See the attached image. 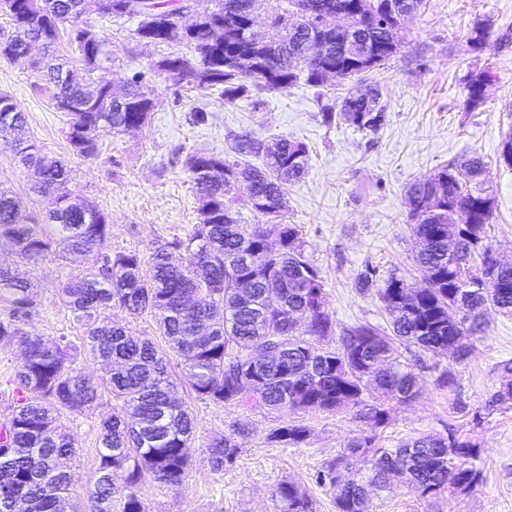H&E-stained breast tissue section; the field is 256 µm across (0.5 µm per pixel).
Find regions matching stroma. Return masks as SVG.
Instances as JSON below:
<instances>
[{
    "mask_svg": "<svg viewBox=\"0 0 512 512\" xmlns=\"http://www.w3.org/2000/svg\"><path fill=\"white\" fill-rule=\"evenodd\" d=\"M90 22L117 54L114 87L146 69L149 56L134 35L135 19L94 15ZM481 22L490 24L492 36L478 50L470 38ZM9 34L1 17L0 95L11 96L24 110L25 138L50 154L66 153L67 117L55 109L50 92L37 91L39 74L31 61L4 55ZM399 37L400 51L384 68L322 90L300 83L227 103L213 90L151 79L158 106L147 125L135 134L103 136L97 159H74L69 189L108 215L113 250L147 253L158 243L185 237L198 221L196 196L183 168L188 155L230 151L239 136L302 142L309 150L307 171L285 184L284 214L287 223L300 226L305 253L321 272L335 329L365 322L386 326L375 290H362L358 277L371 267L378 278L395 272L416 284V244L405 189L448 163L483 157L496 201L489 243L497 257L512 262V167L499 158L503 141L512 136V0H425ZM483 69L494 80L484 103L466 110L468 77ZM373 84L379 85L387 105L377 132L325 120V104ZM197 109L206 112L205 123L195 122ZM115 158L120 167L112 166ZM0 263L17 267L34 285L38 306L28 330L50 339L64 334L80 343L79 325L56 296L79 259L46 257L26 263L0 247ZM403 355L422 378L423 393L410 404L393 406L377 431V446L396 448L423 434L444 436L452 430L478 445L474 464L483 479L470 493L432 502L398 482L373 496L370 512H512V403L484 410L502 385L500 363L512 360V316L488 312L484 331L474 336L471 352L460 364L412 345ZM447 368L457 380L450 391L435 384ZM179 395L197 419L192 464L181 485L141 487L148 512H277L271 491L284 479L301 486L316 512H336L333 491L320 485L316 474L361 429L353 412L283 410L264 415L216 405L185 389ZM116 405L111 393L103 392L98 410L70 423L77 448L70 463L71 496L77 507L87 505L98 419ZM293 418L308 426L306 443L287 448L269 443L270 431ZM239 421L249 425L244 452L223 472H213L204 454L206 444Z\"/></svg>",
    "mask_w": 512,
    "mask_h": 512,
    "instance_id": "1",
    "label": "stroma"
}]
</instances>
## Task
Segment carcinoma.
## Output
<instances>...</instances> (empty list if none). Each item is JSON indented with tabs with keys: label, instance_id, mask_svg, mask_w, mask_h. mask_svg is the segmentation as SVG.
Masks as SVG:
<instances>
[{
	"label": "carcinoma",
	"instance_id": "cac0c4a2",
	"mask_svg": "<svg viewBox=\"0 0 512 512\" xmlns=\"http://www.w3.org/2000/svg\"><path fill=\"white\" fill-rule=\"evenodd\" d=\"M264 2L270 26L283 24L290 7L305 20L321 8L332 13L326 37L329 51L307 65L303 40L308 26L286 31L273 41L249 32L244 21ZM131 0H0V17L12 32L4 53L17 58L40 42L46 48L66 34L75 46L92 85L63 81L68 62L52 58L41 67L55 108L69 116L68 155L84 160L100 154L101 138L142 131L157 106L154 90L143 75L128 80L125 97L112 98V69L117 56L108 39L92 24L80 29L74 19L128 15ZM145 0L148 11L137 17L136 38L146 47L177 46L186 51L152 59L154 76L176 84L190 83L217 91L224 100H246L262 89H285L299 82L322 87L324 73L339 71L345 79L377 69L399 53L396 32L369 24L366 0ZM184 9L196 14L190 30L174 25ZM488 71L470 76L467 103L484 101ZM326 119L359 130L375 131L384 123L386 106L378 86L345 95L326 106ZM27 123L13 99L0 96V134ZM19 162L34 170L41 212L19 221L24 201L0 184V247L24 261L53 256L86 255L85 264L57 288L60 304L83 329V347L108 368L100 381L80 368L62 335L47 340L29 333L26 321L37 306L28 280L0 266V348L17 346L22 358L11 383L16 399L0 424V512H76L70 498L71 475L63 461L77 448L68 413L80 416L98 405L102 389L121 401L99 421L94 479L87 490L88 512H147L139 486L149 477L163 485L181 484L194 453L196 418L175 397L181 386L201 400L246 411L353 410L365 424L349 438L317 479L335 495L336 512H369L370 494L401 479L426 501L445 494L469 493L482 481L473 466L476 444L454 433L446 438L419 437L397 448L376 446V429L391 404H408L421 395L418 377L402 360L396 343L416 345L434 356L460 363L482 328L484 312L512 314V265L493 261L486 242L495 197L486 187V164L479 156L464 161L467 180L454 163L428 177L435 184L429 209H413L412 233L418 244L416 263L429 287L410 297L404 279L393 272L377 295L390 316L389 326H351L335 336L326 310L320 269L305 255L302 231L280 222L286 181L301 178L308 150L301 142L266 143L238 139L230 153L191 154L184 167L198 201V222L184 239L174 238L145 256L137 250L114 252L108 215L91 202L71 201L72 167L63 156L48 155L32 140L10 144ZM246 153L262 155V166L240 161ZM239 192L251 210L277 224H241L229 217L226 196ZM464 237L448 252V227ZM282 242L267 251L266 235ZM252 280L243 294L241 279ZM153 319L164 345L134 336L128 319ZM310 327L302 331L293 316ZM182 360L174 377L169 356ZM512 401V380L494 393L486 409ZM249 434L238 423L228 434L215 435L205 448L213 470L235 462ZM309 429L283 422L269 440L283 447L306 442ZM364 460L368 469L353 468ZM278 512H315L312 500L292 480L275 485Z\"/></svg>",
	"mask_w": 512,
	"mask_h": 512
}]
</instances>
